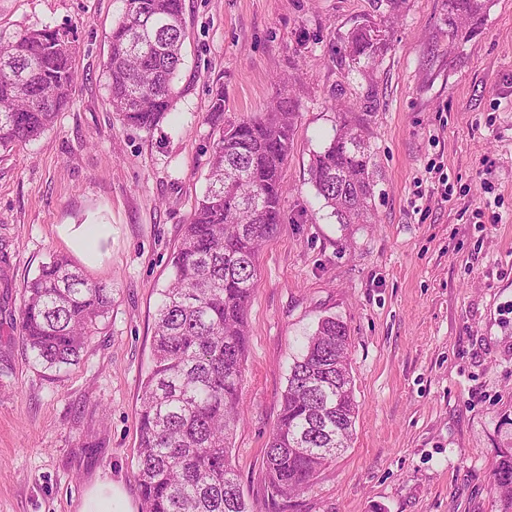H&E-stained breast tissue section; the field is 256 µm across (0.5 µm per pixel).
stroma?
Masks as SVG:
<instances>
[{
  "mask_svg": "<svg viewBox=\"0 0 512 512\" xmlns=\"http://www.w3.org/2000/svg\"><path fill=\"white\" fill-rule=\"evenodd\" d=\"M126 0H0V33L71 26L77 84L54 126L0 152V512H79L119 485L132 512L142 382L170 256L206 187L209 91L224 118L300 100L283 171L286 218L263 245L232 463L271 512L263 453L289 367L318 322L349 330L350 448L295 512H500L512 448V0L448 33V0H405L377 68L375 221L342 227L308 182L337 101L366 82L336 56L374 0H183L178 96L146 131L109 107L103 63ZM103 228L88 252L69 225ZM56 254L110 284L81 360L51 371L19 338L23 286ZM491 491L504 508L500 512H512V448L498 456L492 470ZM121 497L112 483H99L87 492L79 512H112V505Z\"/></svg>",
  "mask_w": 512,
  "mask_h": 512,
  "instance_id": "35a3bbf8",
  "label": "stroma"
}]
</instances>
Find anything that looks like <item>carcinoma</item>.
<instances>
[{
	"label": "carcinoma",
	"instance_id": "cac0c4a2",
	"mask_svg": "<svg viewBox=\"0 0 512 512\" xmlns=\"http://www.w3.org/2000/svg\"><path fill=\"white\" fill-rule=\"evenodd\" d=\"M379 21L364 20L341 40L348 67L373 74L386 46L383 28L403 0H375ZM488 0H448V25L470 21ZM185 37L182 0H127L104 63L112 111L151 129L173 108ZM77 39L71 28L26 29L0 37V151L51 128L72 99ZM298 100L280 94L267 110L224 123V91L206 121L214 134L208 185L183 225L161 292L152 363L139 408L136 479L142 512H249L232 465L241 424L248 311L261 244L284 222L282 169L293 146ZM373 88L336 115L335 134L313 154L309 183L336 223H371L376 180ZM112 307V287L87 279L54 255L23 287L20 338L46 368L73 365ZM349 332L334 317L318 322L290 368L280 412L264 450V484L274 512L349 448L358 412L348 362ZM491 491L512 512V449L498 456Z\"/></svg>",
	"mask_w": 512,
	"mask_h": 512
}]
</instances>
